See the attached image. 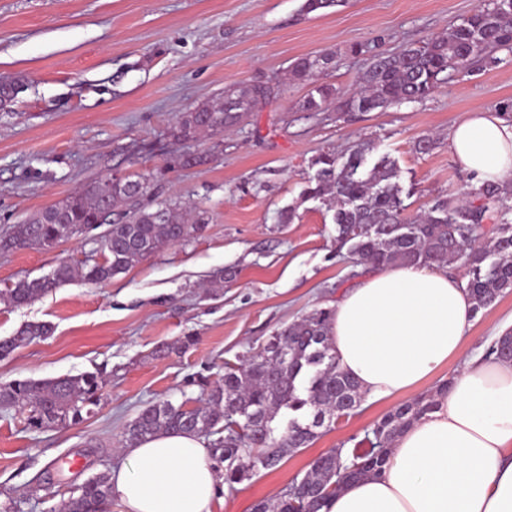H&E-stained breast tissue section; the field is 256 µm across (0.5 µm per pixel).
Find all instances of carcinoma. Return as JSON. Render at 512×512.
I'll return each instance as SVG.
<instances>
[{
  "label": "carcinoma",
  "instance_id": "1",
  "mask_svg": "<svg viewBox=\"0 0 512 512\" xmlns=\"http://www.w3.org/2000/svg\"><path fill=\"white\" fill-rule=\"evenodd\" d=\"M511 45L512 0H491L489 7L464 18L445 36L410 45L398 54L373 55L358 91L340 94L320 85L303 106L309 112H321L334 102L340 112H373L404 100L422 99L449 72L495 48ZM332 60L330 54L302 57L294 62L292 76L308 80L326 71ZM271 94L272 88L264 83L226 90L224 102L202 103L183 113L171 136L185 141L203 131L211 136L222 134ZM365 165L363 148L342 156L324 152L312 162L316 171L303 197L333 211L339 247L347 248L357 261L376 267L459 262L468 271L466 288L475 313L512 290V224L507 219L511 190L486 182L470 192L480 200L478 206L437 199L424 212L410 215L396 163L383 156L371 168ZM131 180L141 184V195L147 194L150 181L145 177L105 178L17 225L0 247L52 249L106 224L108 229L100 239L103 258L91 255L77 266L62 262L47 276L14 282L0 292V298L22 306L77 279L105 283L202 231L204 217L199 215L195 223L186 224L175 204L159 202L155 210L136 206ZM120 207L124 212L118 219L105 215ZM486 219L498 225L495 236L483 242L479 229ZM332 316L331 308L315 309L275 333L242 363L224 364L223 378L206 389V402L200 408L187 409L169 400L146 406L125 429L127 447L171 431L207 436L213 459L224 463V483L230 486L251 479L258 467L276 468L285 454L308 446L324 420L348 416L363 401L358 383L339 369L331 352ZM51 332L52 327L43 322L26 324L15 335L0 339V358ZM488 355L512 362L511 330L489 347ZM103 388L104 381L94 372L14 380L0 385V409L28 410V425L39 430L78 424L83 414L91 413L89 406L98 403ZM434 405L432 395L397 405L374 424V446L331 449L303 477L293 479L275 504L260 501L253 512H329L342 486L381 471L395 439ZM284 408L293 416L283 424L275 423ZM111 506L109 477L101 473L70 495L61 512H108Z\"/></svg>",
  "mask_w": 512,
  "mask_h": 512
}]
</instances>
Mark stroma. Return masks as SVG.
<instances>
[{
	"label": "stroma",
	"instance_id": "stroma-1",
	"mask_svg": "<svg viewBox=\"0 0 512 512\" xmlns=\"http://www.w3.org/2000/svg\"><path fill=\"white\" fill-rule=\"evenodd\" d=\"M483 0H342L308 13L304 0H0V81L24 89L0 110V239L17 224L121 170L152 179L141 205L194 204L203 230L112 281H76L20 307L0 301V338L47 322V339L0 359V383L99 373L104 394L76 425L36 430L23 409H0V512H59L71 488L127 463L123 432L157 401L202 405L200 378L218 380L270 336L356 283L354 259L336 247L332 213L302 191L321 153L370 144L367 164L389 156L411 191L410 211L467 200L472 178L454 160L448 130L464 113L512 103V48L450 72L430 96L373 112H308L310 86L288 70L329 53L321 83L355 88L370 54L395 53L447 34ZM256 83L272 98L230 131L175 142L170 130L225 89ZM430 137L432 148L416 144ZM204 156L172 166L173 155ZM295 207L292 223L280 214ZM96 228L51 250L0 249V289L50 274L99 248ZM234 281L213 291L214 275ZM512 329V291L471 320L467 350ZM195 337L181 348L183 337ZM167 355H157L161 345ZM392 407L371 403L320 428L313 443L273 469L223 488L212 512H253L276 500L312 461L348 438L363 440Z\"/></svg>",
	"mask_w": 512,
	"mask_h": 512
}]
</instances>
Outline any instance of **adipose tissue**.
I'll return each mask as SVG.
<instances>
[{"label":"adipose tissue","mask_w":512,"mask_h":512,"mask_svg":"<svg viewBox=\"0 0 512 512\" xmlns=\"http://www.w3.org/2000/svg\"><path fill=\"white\" fill-rule=\"evenodd\" d=\"M450 151L476 182L512 179V120L465 113ZM471 296L444 266L375 269L334 305L330 342L367 401L408 395L461 360L436 407L394 442L380 475L346 484L330 512H512V363L465 357ZM110 478L124 512H211L224 478L205 440L164 433Z\"/></svg>","instance_id":"obj_1"}]
</instances>
